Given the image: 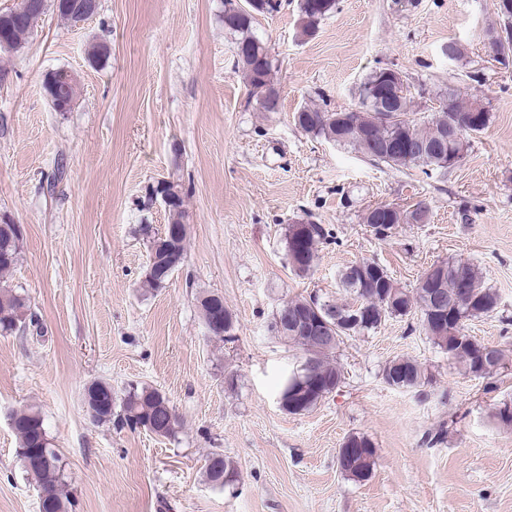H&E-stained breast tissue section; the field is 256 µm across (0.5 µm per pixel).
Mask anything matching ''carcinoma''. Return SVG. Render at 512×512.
<instances>
[{
  "label": "carcinoma",
  "mask_w": 512,
  "mask_h": 512,
  "mask_svg": "<svg viewBox=\"0 0 512 512\" xmlns=\"http://www.w3.org/2000/svg\"><path fill=\"white\" fill-rule=\"evenodd\" d=\"M281 0H251L248 12H241L232 0H224V29L238 35L236 42L237 64L241 65L250 86L260 93L274 90L272 84L273 62L266 50L252 34L253 24L260 15L279 11ZM299 35L313 37L319 23L336 9V0H298ZM19 22L12 24L8 46L0 52H18L24 48L33 34L34 24L41 17L29 13L28 5L21 0L15 4ZM69 70L60 68L49 73L44 81L45 94L65 104L63 111L73 107L77 97L78 81L68 78ZM384 69L374 71L361 85L356 108L348 112H329L315 107H304L296 112L294 120L302 131L316 137H324L339 144L351 146L376 163L393 168H419L429 174L435 170L448 169V156L437 157L432 150L443 147L439 139L441 129L448 127V120L460 122L462 139L458 149L467 148L468 138L484 131L489 124V113L475 99H461L455 94L448 95L440 110L431 113L424 120L409 117L412 111V97L409 86L398 88L401 103L398 111L376 113L373 111L374 91L384 77ZM482 115V123L472 127L467 119L473 113ZM398 136H406L418 143L428 144L425 157L413 158L405 155H391L386 143ZM173 197L168 208V224L185 226L186 191L175 182L167 181L153 189ZM428 220V208L416 204L411 211H402L388 204L377 205L367 210L364 223L379 240L392 237L401 224H423ZM336 240L332 229L312 222L299 226H288L286 248L288 263L299 277H307L314 270L315 258L322 247ZM187 237L177 242L163 240L156 252L154 269L147 272L143 287L156 289L181 267L186 256ZM20 258V246L14 234L0 227V334L26 331L27 326L37 324L28 314L29 305L25 296L7 284V275ZM435 277L430 282L419 281L410 291L399 287L387 269L375 261H358L345 267L340 273V283L352 301L338 304L316 299L309 303L307 297H296L284 303L273 313L271 331L284 341L300 348L306 355L300 372L288 378L281 391L283 409L299 415L313 409L321 400L336 391L341 383V369L333 361L338 345L347 337L378 329L390 318L415 317L418 324L432 343L448 354V360L458 365L465 374L474 375L482 371L480 378L489 379L504 367L508 358L506 350L473 340L470 347L456 345L457 336L465 333L466 322L488 317L498 307L497 294L488 287L474 266L459 261H441L433 264ZM469 284L468 293L459 298L457 304L448 308V319L440 324L435 319V309L428 303L427 294L436 288L447 294L455 293L460 282ZM364 300L368 319L353 326H345L336 317L347 313L359 300ZM301 314L322 317L332 325L336 344L323 347L308 336H295L280 329L283 316L296 317ZM386 384L397 389H418L429 383V377L422 363L407 357H396L382 369ZM106 382H94L87 386L83 400L91 420L95 424L112 422L118 417L121 424L131 429L142 428L152 434L171 438L175 436L179 420L168 398L159 390L147 386H130L121 398L120 413H115V402L106 405L91 398V394L105 392ZM14 433L19 442V455L24 456L32 448H42L49 460L27 468L40 490L39 512H69L73 503L64 493V468L62 460L52 444L41 412L24 408L11 414ZM355 442L363 452L347 464H338L345 475L354 480H363L371 475L376 464V450L370 439L352 434L345 443ZM205 475L214 486L224 488L235 482V469L220 451L211 452L205 460Z\"/></svg>",
  "instance_id": "1"
}]
</instances>
